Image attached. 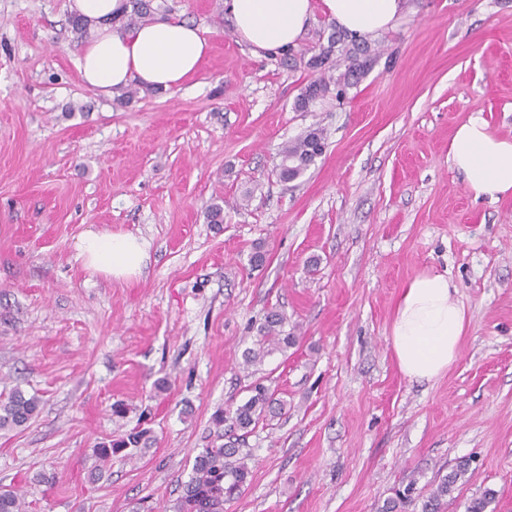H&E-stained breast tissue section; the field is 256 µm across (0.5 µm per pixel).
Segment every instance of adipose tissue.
<instances>
[{
    "label": "adipose tissue",
    "mask_w": 512,
    "mask_h": 512,
    "mask_svg": "<svg viewBox=\"0 0 512 512\" xmlns=\"http://www.w3.org/2000/svg\"><path fill=\"white\" fill-rule=\"evenodd\" d=\"M236 33L255 56L296 46L316 15L347 33L364 38L393 28L405 0H224ZM126 0H70L69 8L91 23L77 69L86 85L103 95L130 83L169 89L193 77L210 51L199 27L163 19L131 28L113 26ZM453 167L477 197L512 195V139L491 134L470 118L456 129L448 148ZM85 269L109 278L141 274L149 244L131 234L87 231L76 246ZM467 328L466 312L452 297L441 273L417 275L398 299L390 344L400 371L412 380H431L447 372Z\"/></svg>",
    "instance_id": "1"
}]
</instances>
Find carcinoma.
Here are the masks:
<instances>
[{
    "label": "carcinoma",
    "mask_w": 512,
    "mask_h": 512,
    "mask_svg": "<svg viewBox=\"0 0 512 512\" xmlns=\"http://www.w3.org/2000/svg\"><path fill=\"white\" fill-rule=\"evenodd\" d=\"M155 8L152 0H133V13L127 17L126 25L136 26L151 21ZM319 52L312 55L306 66L320 72V77L304 89L294 103L297 111H306L309 105L325 97L331 87H336V98H343L347 90L355 87L372 64L369 46L364 39L347 35L336 27L329 34L319 33ZM337 72L336 76L329 72ZM325 129L316 126L306 130L295 140L286 144L280 153V163L275 174L283 183L302 177L326 148ZM286 317L272 310L257 329L252 346L243 353L244 366H256L265 357L276 351H285L295 343L296 337L284 330ZM251 395L242 404L217 410L212 416L218 436H223L224 427L238 429L247 434L266 418H274L284 410L285 403L260 381L249 385ZM38 401L15 392L7 401L0 402V427L23 426L35 414ZM142 438L139 432H130L109 445L96 449V457L106 462L112 453L130 447H138ZM250 453L234 445L219 444L204 448L194 458L191 476L184 485L183 495L175 505V512H224V502L241 493L250 474ZM469 471V464L460 463L456 469L442 477L422 503L421 512H439L444 500L456 489L459 480ZM413 487L396 491L387 499L381 512H407L414 502ZM0 512H25L24 502L13 491L0 492Z\"/></svg>",
    "instance_id": "cac0c4a2"
}]
</instances>
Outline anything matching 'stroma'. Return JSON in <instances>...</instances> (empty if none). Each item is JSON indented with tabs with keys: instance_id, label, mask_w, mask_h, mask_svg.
Here are the masks:
<instances>
[{
	"instance_id": "35a3bbf8",
	"label": "stroma",
	"mask_w": 512,
	"mask_h": 512,
	"mask_svg": "<svg viewBox=\"0 0 512 512\" xmlns=\"http://www.w3.org/2000/svg\"><path fill=\"white\" fill-rule=\"evenodd\" d=\"M160 2L211 51L121 103L82 82L69 0H0V398L39 400L0 429V491L29 512H174L212 414L258 379L286 412L246 437L248 484L224 512H379L462 460L473 476L442 512L487 490L486 512H512V196L474 197L448 159L471 117L512 138V0H407L358 85L305 112L325 16L291 67L254 56L224 0ZM316 125L323 156L279 182L283 146ZM89 230L145 239L143 273L87 271ZM425 271L448 276L468 327L448 372L414 381L389 335ZM273 308L296 342L244 370ZM133 430L139 448L97 461Z\"/></svg>"
}]
</instances>
